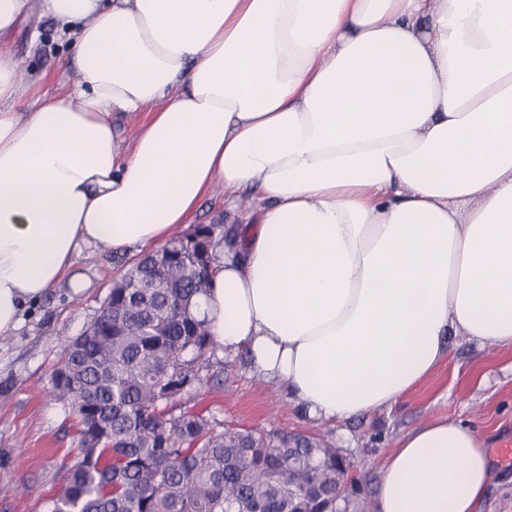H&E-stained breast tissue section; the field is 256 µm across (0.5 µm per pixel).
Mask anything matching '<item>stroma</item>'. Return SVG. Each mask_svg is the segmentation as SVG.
<instances>
[{
    "mask_svg": "<svg viewBox=\"0 0 512 512\" xmlns=\"http://www.w3.org/2000/svg\"><path fill=\"white\" fill-rule=\"evenodd\" d=\"M56 28L52 17L37 14L7 40L22 70L45 75L43 88L50 92L75 79L66 63L72 51ZM124 263L108 252L80 256L74 271L87 279L86 291L75 296L59 283L28 307L15 336L0 341V512H51L62 486L60 467L77 441L73 419L63 416L52 397V373L63 340L81 332ZM194 401L231 427L328 436L352 464L346 493L362 512H376L380 471L399 437L437 417L474 421L495 462L481 512H512V457L500 453L512 440V350L454 338L447 362L404 401L337 423L302 414L242 355L225 360L218 381Z\"/></svg>",
    "mask_w": 512,
    "mask_h": 512,
    "instance_id": "obj_1",
    "label": "stroma"
}]
</instances>
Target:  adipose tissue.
Listing matches in <instances>:
<instances>
[{
    "label": "adipose tissue",
    "mask_w": 512,
    "mask_h": 512,
    "mask_svg": "<svg viewBox=\"0 0 512 512\" xmlns=\"http://www.w3.org/2000/svg\"><path fill=\"white\" fill-rule=\"evenodd\" d=\"M36 9L74 49L52 94L5 44ZM219 186L244 239L210 334L308 417L392 408L450 338L512 349V0H0L1 338L81 254L155 247ZM492 476L436 418L376 510L478 512Z\"/></svg>",
    "instance_id": "obj_1"
}]
</instances>
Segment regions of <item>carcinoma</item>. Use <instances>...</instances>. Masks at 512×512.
Wrapping results in <instances>:
<instances>
[{"label":"carcinoma","mask_w":512,"mask_h":512,"mask_svg":"<svg viewBox=\"0 0 512 512\" xmlns=\"http://www.w3.org/2000/svg\"><path fill=\"white\" fill-rule=\"evenodd\" d=\"M240 243L237 224L175 232L64 340L52 393L78 445L51 512H321L319 491L351 507L350 462L326 436L226 427L183 402L223 367L200 299Z\"/></svg>","instance_id":"cac0c4a2"}]
</instances>
